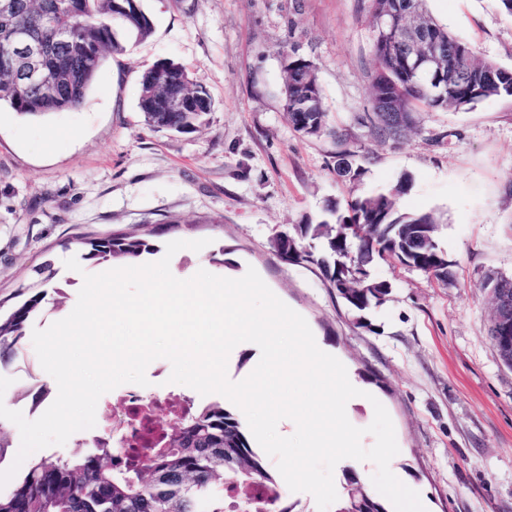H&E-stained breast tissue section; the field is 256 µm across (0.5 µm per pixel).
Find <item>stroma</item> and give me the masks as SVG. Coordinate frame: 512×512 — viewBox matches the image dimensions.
Listing matches in <instances>:
<instances>
[{"label": "stroma", "mask_w": 512, "mask_h": 512, "mask_svg": "<svg viewBox=\"0 0 512 512\" xmlns=\"http://www.w3.org/2000/svg\"><path fill=\"white\" fill-rule=\"evenodd\" d=\"M152 34L109 57L84 103L44 117L0 107V301L13 305L35 268L55 275L30 328L73 309L82 239L148 234L157 252L174 240L208 239L172 258L180 273L255 269L305 318L318 341L364 385L349 421L366 429L373 401L387 409L398 454L390 469L417 491L427 512H512V369L490 342V272L512 276V99L469 110L421 111L398 142L371 124L372 33L364 0H141ZM430 13L477 56L512 68V15L495 0H427ZM296 45L317 67L328 124L338 137H304L283 101L278 54ZM164 60L186 67L214 109L196 132L149 126L138 107L145 70ZM366 173L336 176L340 152ZM405 213L444 218L439 245L452 263L444 283L374 259L385 300L356 319L313 263L286 262L270 247L296 235L327 204L398 181ZM171 364L147 369L146 393L222 395L169 383ZM0 376V397L29 420L57 396L32 342Z\"/></svg>", "instance_id": "obj_1"}]
</instances>
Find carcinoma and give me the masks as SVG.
<instances>
[{
    "instance_id": "obj_1",
    "label": "carcinoma",
    "mask_w": 512,
    "mask_h": 512,
    "mask_svg": "<svg viewBox=\"0 0 512 512\" xmlns=\"http://www.w3.org/2000/svg\"><path fill=\"white\" fill-rule=\"evenodd\" d=\"M10 18L0 16V104L22 115L42 116L80 107L104 62L127 50L126 37H148L153 30L140 0H16ZM426 0H368L374 67L369 94L370 121L379 134L397 140L416 127L415 113L465 109L498 97L512 99V70L477 58L472 47L459 40L427 10ZM20 25L64 34L52 46L46 65L57 70L59 83L46 92L15 83L10 58V33ZM418 30L452 47L440 59L437 73L428 79L415 72L404 49V32ZM285 74L284 108L294 129L304 136L330 132L327 110L316 66L298 48L282 50ZM186 96L185 108L167 109L168 97ZM139 108L148 124L179 134L197 130L212 110V99L193 83L187 69L172 60L147 70L141 79ZM365 168L351 155H339L336 175L359 181ZM406 189L399 182L372 193L355 195L344 206L327 209L329 218L299 225L296 237L273 245L288 262L317 264L347 308L362 313L382 303L389 286L373 279L374 257L389 258L429 274L442 282L452 277L451 262L438 242L441 217L432 212L401 213L397 198ZM319 240L315 255L303 241ZM86 261L130 260L155 251L147 240L117 233L87 242ZM28 294L9 309L0 304V364L9 362L21 347L29 321L46 297L43 287L52 279L51 264L35 270ZM483 288L490 297L512 296V276H489ZM266 492L269 512H298L282 505L279 485L251 448L240 422L217 405L189 410L159 427L148 452L128 448L119 455L111 442L76 451L66 457L33 461L7 493L0 492V512H226L225 494L235 498L238 512H258L256 493ZM376 512H387L357 475L346 479L336 512H355L361 500Z\"/></svg>"
}]
</instances>
